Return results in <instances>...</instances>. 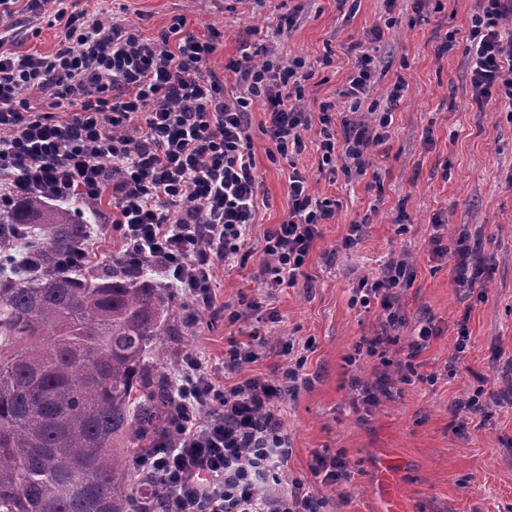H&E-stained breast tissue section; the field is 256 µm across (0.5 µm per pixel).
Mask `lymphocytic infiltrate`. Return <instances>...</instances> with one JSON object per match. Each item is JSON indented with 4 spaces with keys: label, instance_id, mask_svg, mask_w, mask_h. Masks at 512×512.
Here are the masks:
<instances>
[{
    "label": "lymphocytic infiltrate",
    "instance_id": "lymphocytic-infiltrate-1",
    "mask_svg": "<svg viewBox=\"0 0 512 512\" xmlns=\"http://www.w3.org/2000/svg\"><path fill=\"white\" fill-rule=\"evenodd\" d=\"M20 1L31 17H53L62 38L52 53L18 54L5 50L0 34V209L27 195L87 204L107 199L125 273L135 279L155 273L203 309L215 310L214 273L237 261L260 208L248 135L255 102L266 107L262 133L273 161L301 155L312 131L322 165L348 177L363 172L369 149L389 138L391 111L360 112L376 68L370 54L357 57L337 102L323 103L315 118L301 106L313 77L304 58L257 62L243 55L229 66L242 87L229 100L219 80L201 70L217 50L219 32L198 35L178 18L147 38L135 25L105 23L75 0H0V22L14 16ZM511 13L505 0H479L471 18L466 56L478 107H512V37L503 36ZM35 98L48 101L49 111L35 109ZM339 106L350 117L338 124L332 112ZM288 201L285 218L265 234V288L298 285L323 224L339 206L316 195L297 170ZM444 227L435 220L432 257L454 255L462 286L485 292L483 270L469 268L465 242L452 250L444 245ZM413 282V264L397 258L362 279L352 298L379 310L380 329L362 337L360 350L397 365L404 384L426 382L414 360L439 334L432 319L420 320L407 354L391 358L403 292ZM265 339L254 325L249 342L230 339L221 363L208 364L195 352L181 358L170 437L136 459L145 480L159 473L166 481L151 495V512H326V499L309 483L281 488L291 456L282 401L305 362L287 365L275 379L244 375L258 359L255 344ZM228 372L240 377L229 388Z\"/></svg>",
    "mask_w": 512,
    "mask_h": 512
}]
</instances>
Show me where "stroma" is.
Listing matches in <instances>:
<instances>
[{
	"label": "stroma",
	"instance_id": "obj_1",
	"mask_svg": "<svg viewBox=\"0 0 512 512\" xmlns=\"http://www.w3.org/2000/svg\"><path fill=\"white\" fill-rule=\"evenodd\" d=\"M89 10L141 28L151 37L181 17L188 29L218 30L223 41L203 65L221 77L225 97L238 94L234 75L225 74L229 60L246 48L264 45L271 59L302 56L316 65L306 89L304 108L318 113L321 103L334 100L353 68L351 44L380 28L374 82L367 106L393 112L392 135L374 150L362 176L345 180L322 171L315 144H308L294 163L271 162L270 144L260 126L263 103H254L250 136L261 194V207L246 245L245 264L217 269L213 281L219 302L241 299L260 302L278 319L269 324L249 374L280 375L297 358H305L303 380L283 402L284 430L292 455L283 476L284 487L299 478L328 500L330 512H384L381 478L385 468L396 473L395 490L406 512H512V399L485 397L477 416L459 406L481 385L494 390L512 382V108L504 104L478 109L469 93L465 36L477 0H311L293 28L277 32L281 16L297 0H84ZM456 42L444 49L448 32ZM61 36L48 19L32 21L25 12L14 17L9 49L18 53L52 52ZM333 54L331 66L317 61ZM404 81L402 96L389 102L396 81ZM433 144L423 147L424 137ZM300 170L316 195L339 200L335 218L322 227L305 269L309 286L261 288L258 271L266 259L264 234L288 212V176ZM447 226L445 244L467 232L494 266L484 296L461 288L454 258L437 262L430 256L434 215ZM370 222L353 251L340 244L350 224L361 217ZM406 225L397 234L398 225ZM413 260L416 279L404 293L409 325L432 315L441 333L417 356L434 384H396L378 405L356 409V386L375 382L373 358L354 356L361 337L378 323L376 311L351 304L360 279L378 275L381 266L399 253ZM177 335L165 343L175 353L199 352L215 363L228 337L246 339L250 325H233L223 315L197 309L185 295L172 308ZM466 322L470 346L456 355L459 322ZM342 451L346 476L321 483L309 469L323 449Z\"/></svg>",
	"mask_w": 512,
	"mask_h": 512
}]
</instances>
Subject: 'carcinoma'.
Returning a JSON list of instances; mask_svg holds the SVG:
<instances>
[{"mask_svg":"<svg viewBox=\"0 0 512 512\" xmlns=\"http://www.w3.org/2000/svg\"><path fill=\"white\" fill-rule=\"evenodd\" d=\"M1 224L0 244L29 232L36 263L0 264V512H148L134 464L173 411L162 337L175 335L174 295L117 264L66 271L87 225L43 198Z\"/></svg>","mask_w":512,"mask_h":512,"instance_id":"obj_1","label":"carcinoma"}]
</instances>
